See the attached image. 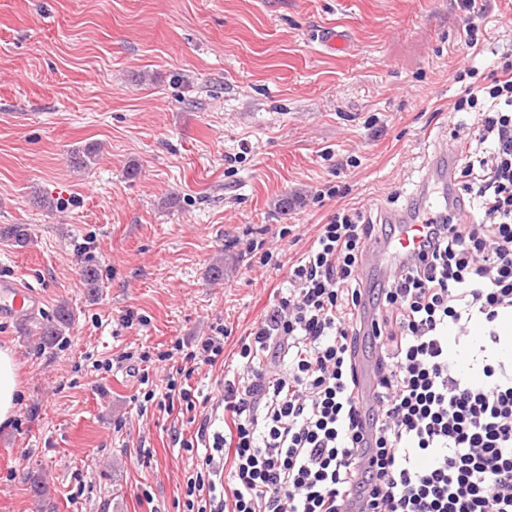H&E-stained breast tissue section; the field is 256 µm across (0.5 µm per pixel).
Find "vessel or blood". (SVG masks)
<instances>
[{
	"label": "vessel or blood",
	"instance_id": "obj_1",
	"mask_svg": "<svg viewBox=\"0 0 512 512\" xmlns=\"http://www.w3.org/2000/svg\"><path fill=\"white\" fill-rule=\"evenodd\" d=\"M458 163L456 151L442 147L436 150L432 167L418 193L424 199L416 210L390 212L384 215L386 223L395 225L396 235L392 240H377L367 249V269L377 278H388L393 269V260L412 250L421 241V221L444 212L454 202V172ZM44 296L41 289L26 285L17 277L0 276V320L8 322H31L43 309Z\"/></svg>",
	"mask_w": 512,
	"mask_h": 512
}]
</instances>
